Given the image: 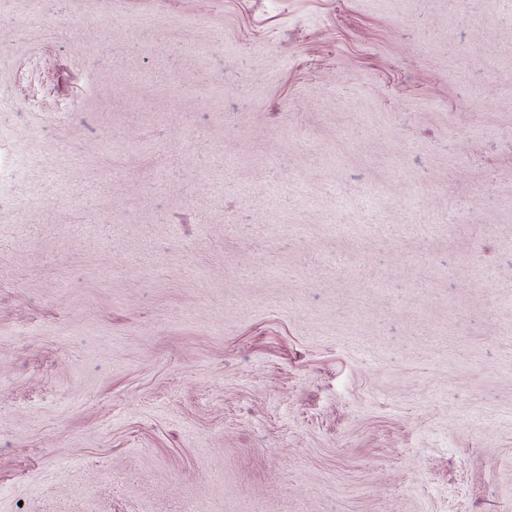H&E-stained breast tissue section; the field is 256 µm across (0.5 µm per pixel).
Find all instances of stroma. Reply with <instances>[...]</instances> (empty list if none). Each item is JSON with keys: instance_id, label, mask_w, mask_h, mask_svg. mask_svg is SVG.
<instances>
[{"instance_id": "1", "label": "stroma", "mask_w": 512, "mask_h": 512, "mask_svg": "<svg viewBox=\"0 0 512 512\" xmlns=\"http://www.w3.org/2000/svg\"><path fill=\"white\" fill-rule=\"evenodd\" d=\"M2 113L0 512H512V0H0Z\"/></svg>"}]
</instances>
